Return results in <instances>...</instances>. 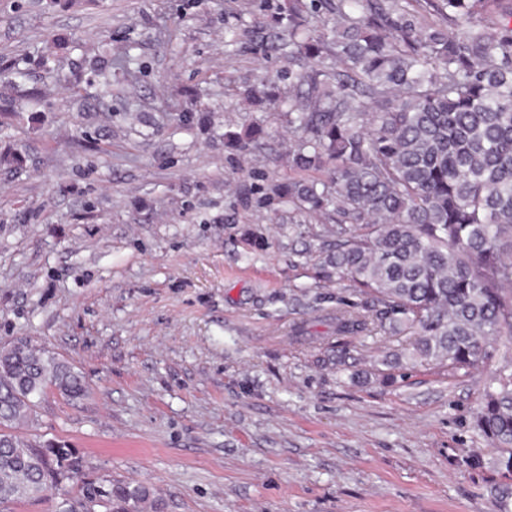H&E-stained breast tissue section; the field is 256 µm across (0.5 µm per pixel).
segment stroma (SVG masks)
Segmentation results:
<instances>
[{
    "instance_id": "stroma-1",
    "label": "stroma",
    "mask_w": 512,
    "mask_h": 512,
    "mask_svg": "<svg viewBox=\"0 0 512 512\" xmlns=\"http://www.w3.org/2000/svg\"><path fill=\"white\" fill-rule=\"evenodd\" d=\"M281 4L0 0V58L25 72L0 82L21 109L0 154L22 158L0 165V347L79 369L89 395L48 393L38 435L165 512H495L471 416L512 354L386 382L404 338L337 344L336 309L359 298L311 275L325 221L268 201L292 175L288 128L237 89L265 75L287 93L267 49ZM203 108L210 124L176 123ZM255 119L264 145L225 148Z\"/></svg>"
}]
</instances>
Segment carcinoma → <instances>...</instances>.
I'll list each match as a JSON object with an SVG mask.
<instances>
[{
  "mask_svg": "<svg viewBox=\"0 0 512 512\" xmlns=\"http://www.w3.org/2000/svg\"><path fill=\"white\" fill-rule=\"evenodd\" d=\"M323 2L287 0L275 18L288 32L270 46L290 64L288 163L306 174L277 196L332 223L316 275L364 297L336 310V337L407 336L411 362L467 375L496 345L512 350V0H330L331 39L309 21ZM423 2L441 24L421 25ZM483 12L505 21L488 28ZM242 95L259 110L276 102L264 83ZM267 137L256 121L224 130V146ZM49 390L77 401L88 387L26 341L0 349V508L57 491L58 512L98 499L107 512H163L151 488L90 479L70 446L15 432ZM473 425L497 450V512H512V362Z\"/></svg>",
  "mask_w": 512,
  "mask_h": 512,
  "instance_id": "obj_1",
  "label": "carcinoma"
}]
</instances>
